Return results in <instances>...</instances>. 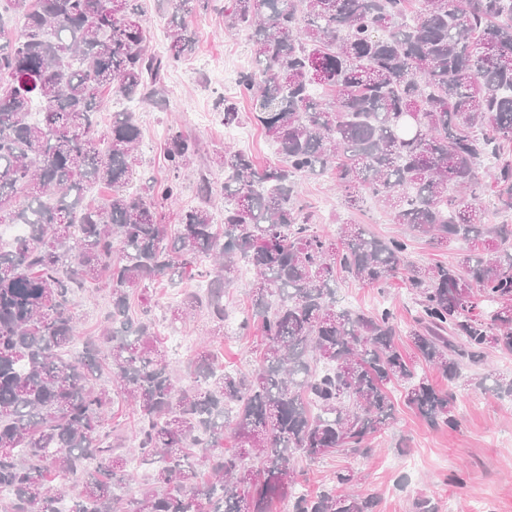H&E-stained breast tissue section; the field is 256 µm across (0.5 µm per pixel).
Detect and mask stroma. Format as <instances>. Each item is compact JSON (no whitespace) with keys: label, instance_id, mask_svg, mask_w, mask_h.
<instances>
[{"label":"stroma","instance_id":"1","mask_svg":"<svg viewBox=\"0 0 512 512\" xmlns=\"http://www.w3.org/2000/svg\"><path fill=\"white\" fill-rule=\"evenodd\" d=\"M196 38L191 55L172 67L165 78L161 105L139 100H118L104 94L99 112V127L107 129L114 112H135L141 129L143 177L164 178L168 174L162 145L170 126L198 139L201 153L194 168L182 179L176 211L199 206L196 173L209 165V159L225 145H233L252 155L259 164L275 161L274 147L246 117L251 103L239 98V77L253 70L252 46L247 33L227 28L224 0H213L210 8L187 19ZM239 99L245 117L240 124L247 134L228 141L225 126L216 107L220 98ZM298 200L315 219V226L336 232L343 222L363 225L382 239L404 233L403 225L393 223L383 206L367 202L361 209L346 206L333 186L330 175L299 178ZM200 269L175 280L163 279L144 291L162 337L179 333L191 346H198L207 329L203 315L169 328L165 319L167 305L179 299L182 291L198 287ZM339 305L370 314L380 306L394 307L400 329H408L416 315V306L401 278H393L384 289L364 285L347 274L336 276ZM259 336L255 333H231L224 338L225 366L251 372L258 360ZM456 430H436L403 401V387L390 386L395 406V423L376 440V450L368 456L334 455L316 462L296 458L295 469L304 471L301 491H311L329 481L336 469L349 467L359 472L362 492L375 495L377 512H412L419 495L432 497L439 512H512V395L482 393L469 385H457Z\"/></svg>","mask_w":512,"mask_h":512}]
</instances>
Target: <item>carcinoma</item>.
<instances>
[{"instance_id":"cac0c4a2","label":"carcinoma","mask_w":512,"mask_h":512,"mask_svg":"<svg viewBox=\"0 0 512 512\" xmlns=\"http://www.w3.org/2000/svg\"><path fill=\"white\" fill-rule=\"evenodd\" d=\"M6 2L21 28L0 25V224L27 232L0 246V512H376L355 471L300 492L292 460L370 452L395 420L394 382L432 428L455 430L456 394L426 370L486 391L464 367L512 353V224L482 205L490 194L512 211V0H229L225 21L250 31L255 59L241 96L282 162L216 153L223 218L200 207L173 226L197 140L171 132L169 176L139 179L133 113H112L104 134L96 114L106 89L161 103L166 72L195 48L184 17L212 0H167L182 18L162 55L138 0ZM218 108L239 122L237 102ZM325 173L345 204L370 198L413 235L467 251L417 265L405 237L315 230L294 185ZM196 182L210 199L211 172ZM96 184L112 189L104 205L86 199ZM204 260L205 292L169 308L182 322L203 306L212 323L183 386L150 309L134 320L130 299ZM242 263L254 278L238 330L261 338L247 374L216 353ZM338 270L376 288L403 278L411 351L392 308L336 305ZM91 286L112 309L87 335L73 296ZM120 403L126 431L112 424ZM131 457L149 474L128 495Z\"/></svg>"}]
</instances>
